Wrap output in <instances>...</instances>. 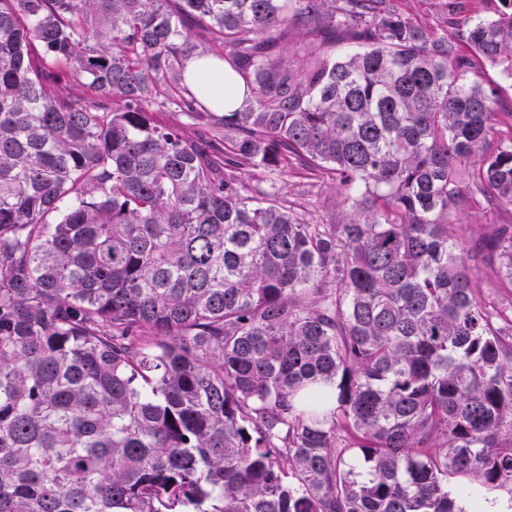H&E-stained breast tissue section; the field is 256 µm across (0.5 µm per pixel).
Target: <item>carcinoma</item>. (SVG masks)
Here are the masks:
<instances>
[{"instance_id": "carcinoma-1", "label": "carcinoma", "mask_w": 512, "mask_h": 512, "mask_svg": "<svg viewBox=\"0 0 512 512\" xmlns=\"http://www.w3.org/2000/svg\"><path fill=\"white\" fill-rule=\"evenodd\" d=\"M498 3L452 0L449 34L399 0H0V512H464L448 476L512 486V308L467 263L512 288ZM193 55L237 109L187 87ZM288 168L338 215L284 206ZM186 83L198 98H205L213 110L224 112L234 110L244 96V87L241 81L227 83V73L224 65L213 66L192 57L186 62ZM468 263L472 269L478 292L482 294L497 293L499 299L503 300L505 304L511 303L512 290L510 291V288H495V278L481 257L472 255Z\"/></svg>"}]
</instances>
